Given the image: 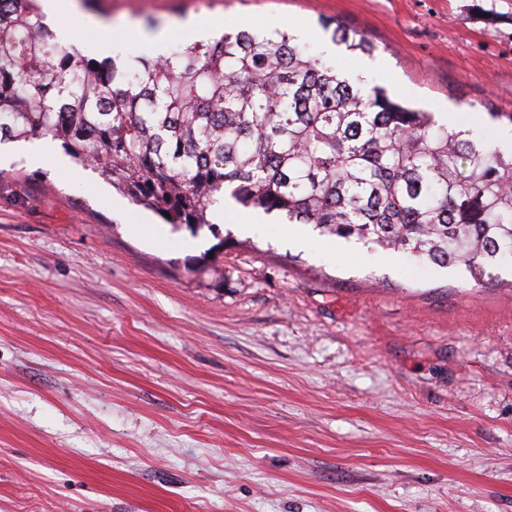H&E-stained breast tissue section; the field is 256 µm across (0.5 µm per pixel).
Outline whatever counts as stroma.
Returning a JSON list of instances; mask_svg holds the SVG:
<instances>
[{"label":"stroma","instance_id":"35a3bbf8","mask_svg":"<svg viewBox=\"0 0 512 512\" xmlns=\"http://www.w3.org/2000/svg\"><path fill=\"white\" fill-rule=\"evenodd\" d=\"M110 52L195 23L364 34L327 60L434 112H512V0H95ZM0 512H512V263L260 216L198 231L48 137L0 155ZM320 26L325 34L329 35L330 40L338 45H345L348 50L360 51L363 55H371L374 46L365 39L364 36L352 33L344 25L333 19H324L320 22ZM359 36V39H356Z\"/></svg>","mask_w":512,"mask_h":512}]
</instances>
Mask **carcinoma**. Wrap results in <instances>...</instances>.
Returning a JSON list of instances; mask_svg holds the SVG:
<instances>
[{"mask_svg": "<svg viewBox=\"0 0 512 512\" xmlns=\"http://www.w3.org/2000/svg\"><path fill=\"white\" fill-rule=\"evenodd\" d=\"M470 134L279 30L98 61L57 41L35 0H0V142L58 140L175 227L212 224L228 188L246 209L481 277L512 257V151Z\"/></svg>", "mask_w": 512, "mask_h": 512, "instance_id": "1", "label": "carcinoma"}]
</instances>
